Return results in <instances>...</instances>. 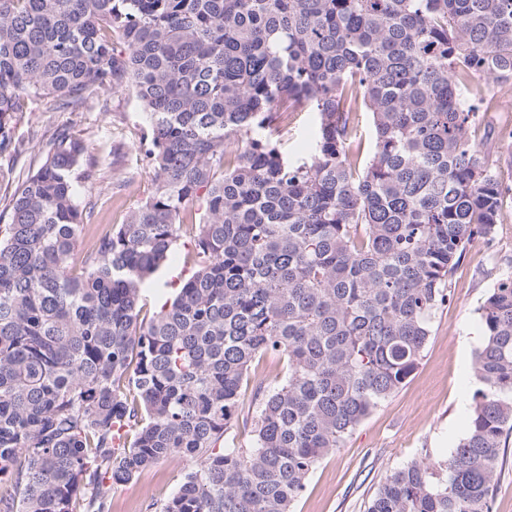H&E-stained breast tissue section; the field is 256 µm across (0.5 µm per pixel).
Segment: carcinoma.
Returning a JSON list of instances; mask_svg holds the SVG:
<instances>
[{
	"instance_id": "obj_1",
	"label": "carcinoma",
	"mask_w": 512,
	"mask_h": 512,
	"mask_svg": "<svg viewBox=\"0 0 512 512\" xmlns=\"http://www.w3.org/2000/svg\"><path fill=\"white\" fill-rule=\"evenodd\" d=\"M512 80V0H0L8 120L130 92L153 192L92 231L84 142L53 129L0 225V512H109L195 462L159 512H292L316 464L415 372L467 246L512 217V148L471 137ZM296 112L317 127L295 160ZM371 116L365 149L359 128ZM191 275L142 315L183 236ZM469 428L366 512H492L512 437V273L478 308ZM250 445L228 446L252 362ZM286 371V365L283 361H278L271 358H262L253 363L252 370L248 382H244L240 400L239 409L241 412L240 426L235 429L233 434H236L235 443L247 444L250 442V426L246 428L242 425L241 417L251 415L256 407L254 398V391L259 383L266 388L275 387L283 378ZM194 465L190 458L175 456L144 470L131 483L112 488L111 512H156Z\"/></svg>"
}]
</instances>
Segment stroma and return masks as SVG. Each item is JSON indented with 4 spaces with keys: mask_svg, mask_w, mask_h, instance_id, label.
I'll use <instances>...</instances> for the list:
<instances>
[{
    "mask_svg": "<svg viewBox=\"0 0 512 512\" xmlns=\"http://www.w3.org/2000/svg\"><path fill=\"white\" fill-rule=\"evenodd\" d=\"M11 124L26 149L0 159V184H17L37 168L50 148L46 127L66 128L86 145L94 170L81 182L82 199L95 205L94 223H126L152 189L155 173L139 151L144 128L138 103L124 94L101 97L91 111H60L47 99L14 114ZM512 271V221L499 225L495 239L473 243L461 258L450 286L453 301L440 309L424 357L415 373L325 457L295 501L293 512H365L386 475L408 462L450 456L467 429L473 403L474 352L482 336L477 309L497 276ZM284 362H254L244 383L239 409L254 411L256 386L275 387ZM194 466L175 456L144 470L131 483L114 487L111 512H156L180 487Z\"/></svg>",
    "mask_w": 512,
    "mask_h": 512,
    "instance_id": "stroma-1",
    "label": "stroma"
}]
</instances>
